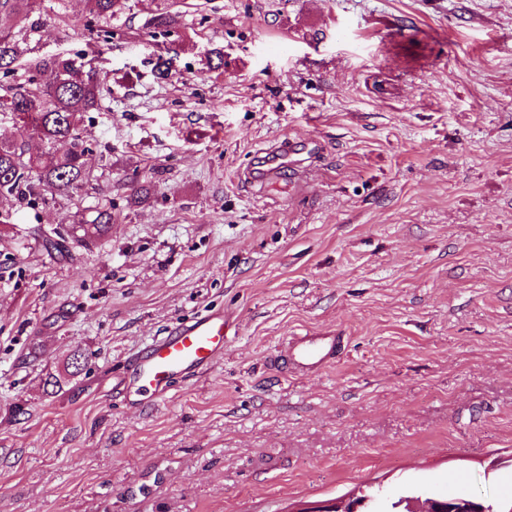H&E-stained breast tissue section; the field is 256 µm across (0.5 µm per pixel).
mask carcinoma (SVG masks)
<instances>
[{"label": "carcinoma", "instance_id": "carcinoma-1", "mask_svg": "<svg viewBox=\"0 0 512 512\" xmlns=\"http://www.w3.org/2000/svg\"><path fill=\"white\" fill-rule=\"evenodd\" d=\"M33 0H0V70L9 73L25 55L16 29H23L32 14ZM87 30L96 42L112 41V18L122 13L125 0H84ZM178 16L168 8L155 15L149 25L165 32L173 29ZM29 78L0 98V110L14 116L18 127L39 138L43 149L30 153L24 144L0 140V196L30 202L43 192L70 197L92 181L89 149L80 136L84 114L101 105V88L93 70L68 53L28 62ZM112 224V212L99 204L75 215L68 229L40 227L36 239L50 256L66 259L73 246H89L104 236Z\"/></svg>", "mask_w": 512, "mask_h": 512}]
</instances>
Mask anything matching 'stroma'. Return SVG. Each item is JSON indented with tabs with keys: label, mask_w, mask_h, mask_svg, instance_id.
<instances>
[{
	"label": "stroma",
	"mask_w": 512,
	"mask_h": 512,
	"mask_svg": "<svg viewBox=\"0 0 512 512\" xmlns=\"http://www.w3.org/2000/svg\"><path fill=\"white\" fill-rule=\"evenodd\" d=\"M161 6L112 22L93 181L0 199V512L511 500L512 0H174L155 36ZM82 9L39 0L25 48L90 55ZM284 139L295 165L248 180ZM104 199L108 235L72 258L17 235ZM211 310L223 356L125 402V361ZM314 333L344 336L334 365L274 364ZM77 347L88 373L47 393Z\"/></svg>",
	"instance_id": "1"
}]
</instances>
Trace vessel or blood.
<instances>
[{
  "mask_svg": "<svg viewBox=\"0 0 512 512\" xmlns=\"http://www.w3.org/2000/svg\"><path fill=\"white\" fill-rule=\"evenodd\" d=\"M229 334L223 312L213 311L157 337L129 361L122 378L128 395L165 399L177 381L195 376L223 354ZM342 342L333 334L296 336L285 343L277 361L297 373L314 374L334 363Z\"/></svg>",
  "mask_w": 512,
  "mask_h": 512,
  "instance_id": "b4317fda",
  "label": "vessel or blood"
}]
</instances>
